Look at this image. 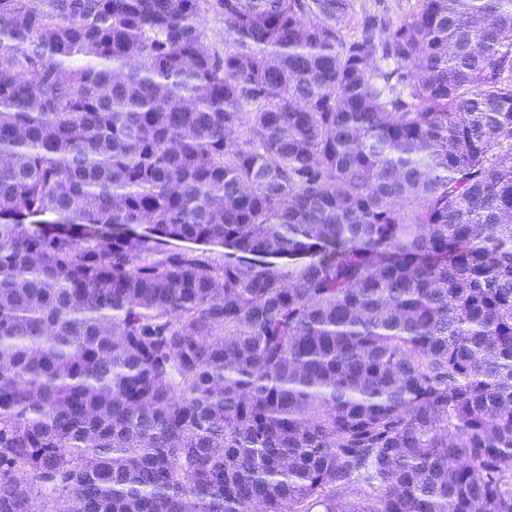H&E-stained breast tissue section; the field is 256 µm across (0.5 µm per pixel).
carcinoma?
I'll return each instance as SVG.
<instances>
[{"instance_id": "1", "label": "carcinoma", "mask_w": 512, "mask_h": 512, "mask_svg": "<svg viewBox=\"0 0 512 512\" xmlns=\"http://www.w3.org/2000/svg\"><path fill=\"white\" fill-rule=\"evenodd\" d=\"M350 7L0 0V512H512V0ZM418 0H351L352 24L348 33H355L354 23L368 13L396 17L415 8Z\"/></svg>"}]
</instances>
